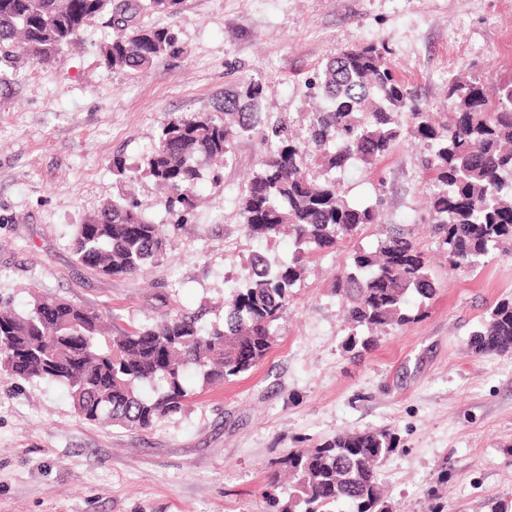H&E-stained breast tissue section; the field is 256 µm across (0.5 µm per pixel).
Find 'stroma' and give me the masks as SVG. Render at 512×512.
<instances>
[{"instance_id": "obj_1", "label": "stroma", "mask_w": 512, "mask_h": 512, "mask_svg": "<svg viewBox=\"0 0 512 512\" xmlns=\"http://www.w3.org/2000/svg\"><path fill=\"white\" fill-rule=\"evenodd\" d=\"M175 45L128 73L106 70L104 20L53 65L20 60L0 89V299L25 312L32 290L112 314L118 326L205 310L224 322L251 253L291 258V237L245 239L237 194L258 169L271 127L304 140L322 103L308 81L328 59L366 41L385 44L400 79L438 120L449 119L456 76L512 70V0H182L176 14L141 13ZM260 80L263 123L232 144L224 168L205 172L200 206L168 229V261L136 276L104 277L79 266L71 231L109 201L134 192L161 222L154 180L138 167L164 123L213 112L238 82ZM417 141L376 167L354 164L338 182L350 200L382 193L379 223L334 251L307 259L273 345L253 371L203 385L185 382L184 413L147 432L81 420L66 389L0 371V512H264L273 461L344 431L387 429L400 445L381 477L389 512H500L512 504V353L477 355L471 332L512 296V257L492 254L475 271L449 270L427 231L433 190ZM385 224L409 228L434 278L432 298H412L416 319L379 335L353 358L331 291L359 249Z\"/></svg>"}]
</instances>
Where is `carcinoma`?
<instances>
[{
  "label": "carcinoma",
  "instance_id": "obj_1",
  "mask_svg": "<svg viewBox=\"0 0 512 512\" xmlns=\"http://www.w3.org/2000/svg\"><path fill=\"white\" fill-rule=\"evenodd\" d=\"M182 0H0V85L20 58L49 64L79 44L84 29L105 18L112 40L100 50L108 70L136 71L174 46L168 29L136 23L143 11L177 12ZM327 106L309 118L304 142L271 129L268 148L239 189L242 231L249 240L286 233L291 260L273 264L251 255L224 307V327L207 330L196 315L177 311L130 328L65 299L37 294L30 309H0V369L26 382L63 385L76 414L91 424L147 432L186 409L190 365L203 383L231 380L259 365L273 329L304 274V257L330 252L364 226L376 224L379 203H353L335 173L372 165L405 135L426 152L437 190L427 212L429 234L452 271H473L489 254L512 256V76L489 83L448 84L453 117L438 123L399 79L384 45L354 46L327 61L316 81ZM263 85L245 80L224 95L217 112L164 124L144 168L166 194L181 224L196 208L205 161L231 159L232 143L261 122ZM76 262L101 276H134L168 259L164 225L146 219L133 197L105 204L74 225ZM435 284L411 233L392 226L377 247L352 255L336 273L334 293L345 305L351 356L376 345L377 335L414 320L408 297L430 298ZM56 307L57 321L41 319ZM476 354L512 353V300L490 310L471 333ZM146 384L153 393L142 392ZM399 446L387 429L339 433L315 448L291 450L266 477L269 512H388L379 465Z\"/></svg>",
  "mask_w": 512,
  "mask_h": 512
}]
</instances>
